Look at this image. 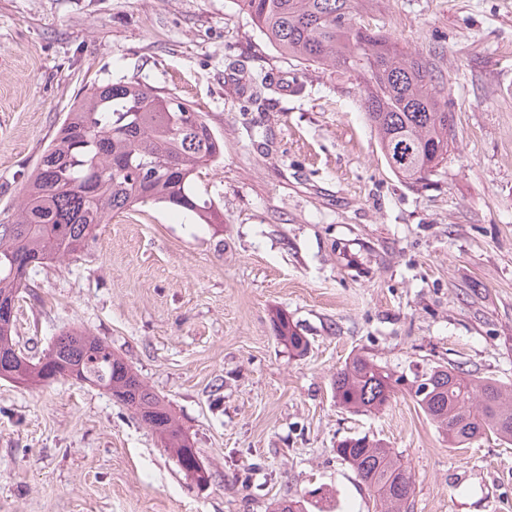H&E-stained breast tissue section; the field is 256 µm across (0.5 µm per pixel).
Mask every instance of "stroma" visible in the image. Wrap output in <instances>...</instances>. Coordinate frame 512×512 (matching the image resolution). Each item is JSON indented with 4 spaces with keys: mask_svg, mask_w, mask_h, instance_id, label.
<instances>
[{
    "mask_svg": "<svg viewBox=\"0 0 512 512\" xmlns=\"http://www.w3.org/2000/svg\"><path fill=\"white\" fill-rule=\"evenodd\" d=\"M361 16L444 76L457 145L426 185L390 170L355 81L280 54L234 0H0V219L91 83L176 94L224 143L196 180L223 224L113 215L31 273L14 325L32 356L72 328L106 340L208 483L105 390L0 378V512H379L335 451L365 434L411 468V512H512V443L454 448L407 393L369 414L332 389L357 353L512 385V0H365ZM275 324L279 339L297 355H303L309 342L305 336H301L293 327L288 318L282 314L276 316Z\"/></svg>",
    "mask_w": 512,
    "mask_h": 512,
    "instance_id": "stroma-1",
    "label": "stroma"
}]
</instances>
